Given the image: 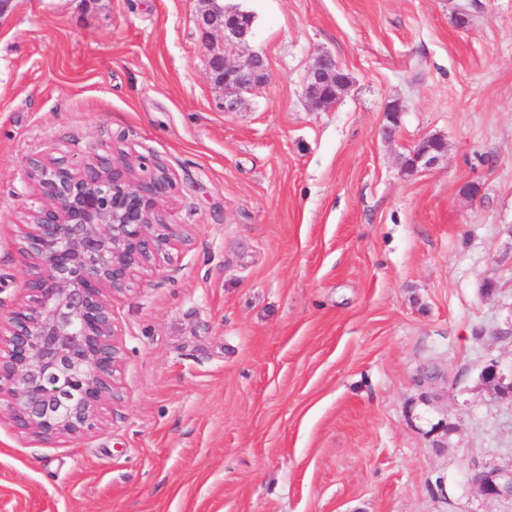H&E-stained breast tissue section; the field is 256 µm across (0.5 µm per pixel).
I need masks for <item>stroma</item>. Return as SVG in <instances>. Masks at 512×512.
Listing matches in <instances>:
<instances>
[{
  "instance_id": "obj_1",
  "label": "stroma",
  "mask_w": 512,
  "mask_h": 512,
  "mask_svg": "<svg viewBox=\"0 0 512 512\" xmlns=\"http://www.w3.org/2000/svg\"><path fill=\"white\" fill-rule=\"evenodd\" d=\"M224 3L268 66L237 112L202 0L0 18V307L30 274L32 159H148L182 227L112 299L99 424L38 441L0 421V512H512L467 480L512 465V401L479 382L512 365V0ZM324 51L352 85L322 112L302 85ZM430 136L444 158L404 171Z\"/></svg>"
}]
</instances>
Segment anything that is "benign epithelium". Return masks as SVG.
I'll return each instance as SVG.
<instances>
[{
    "instance_id": "1",
    "label": "benign epithelium",
    "mask_w": 512,
    "mask_h": 512,
    "mask_svg": "<svg viewBox=\"0 0 512 512\" xmlns=\"http://www.w3.org/2000/svg\"><path fill=\"white\" fill-rule=\"evenodd\" d=\"M197 17L207 50V69L224 89V111L237 112L246 96L268 79L263 57L239 61L253 35L252 21L225 9L223 0H202ZM222 36V49L212 42ZM352 82L329 52L309 69L303 95L315 110L333 107ZM402 109L386 108L383 134L391 139ZM445 147L426 137L402 158L414 172L435 167ZM49 203L22 231L18 251L36 269L12 309L0 308V405L11 425L37 439L73 438L93 429L99 409L114 397L119 350L114 341L112 296L127 291L135 273L178 235L163 223L165 171L134 176L125 157H95L76 171L44 160L30 162ZM481 377L494 393L512 399V367L490 360ZM469 484L486 499L512 498V467L474 463Z\"/></svg>"
}]
</instances>
